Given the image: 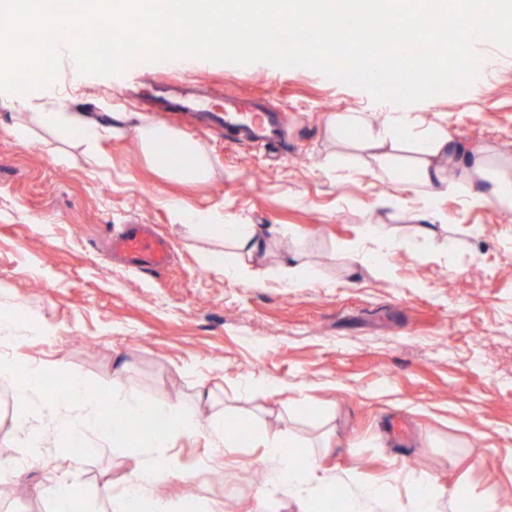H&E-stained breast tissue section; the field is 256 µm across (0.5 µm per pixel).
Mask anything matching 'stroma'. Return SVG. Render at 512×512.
<instances>
[{"mask_svg":"<svg viewBox=\"0 0 512 512\" xmlns=\"http://www.w3.org/2000/svg\"><path fill=\"white\" fill-rule=\"evenodd\" d=\"M477 51L489 63L469 91L407 111L417 131L443 128L492 175L512 173V49ZM152 71L174 74L146 60L119 75L83 76L64 60L54 86L27 99L35 112L166 122L211 157L209 180L168 177L128 126L102 142L110 165L101 171L85 163L76 138L35 125L18 141L11 96L0 92V308L20 311L0 326V336L19 339L0 359L48 366L51 388L81 377L101 402L116 387L133 404L189 400L206 387L225 425L322 446L323 468L349 490L392 467L403 478L391 493L403 500L427 475L444 494L465 482L512 505V469L502 464L512 451V212L490 200L467 203L469 186L451 167L448 192L426 205L412 178L420 141L405 134L389 146L387 174L376 152L328 130L349 112L380 126L396 104L313 69L211 62L197 72L201 111L223 109L228 94L269 100L284 131L274 146L162 119ZM170 199L288 236L271 243L258 283L248 285L203 264L223 242L187 230ZM129 224L170 241L165 270L139 272L106 255L107 239ZM368 224L387 225L402 240L390 266H348ZM287 248L317 281L289 287L279 268ZM39 324L52 328V339L35 338ZM22 416L12 381L0 378V458L17 471L0 512H51L47 491L69 469L76 512H95L104 484L117 493L131 478L139 454L132 446L76 447L56 435L30 457L19 445ZM167 454L173 470L147 499L175 507L192 500L204 512H298L288 496H264L252 482V471L270 465L250 439L223 450L185 436Z\"/></svg>","mask_w":512,"mask_h":512,"instance_id":"stroma-1","label":"stroma"}]
</instances>
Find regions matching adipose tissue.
<instances>
[{
    "label": "adipose tissue",
    "instance_id": "adipose-tissue-1",
    "mask_svg": "<svg viewBox=\"0 0 512 512\" xmlns=\"http://www.w3.org/2000/svg\"><path fill=\"white\" fill-rule=\"evenodd\" d=\"M34 124L61 137L77 136L84 147L86 162L97 168L108 167L109 159L100 151L99 143L117 132V124H105L77 112H34L29 123L15 126V137L27 139ZM410 127V117L404 113L388 114L378 127L369 125L360 112L336 117L330 125L333 133L344 137L358 133L366 147L373 150L383 149L397 133L409 131ZM134 129L143 151L165 174L186 181H202L212 175L211 159L192 139L142 119L135 123ZM424 143L425 159L414 173L415 182L432 188L443 185L444 179L437 165L441 157L455 162L465 180L484 178L483 159L460 155L447 132L432 131L425 136ZM169 207L188 228L204 229L212 237L228 243V250L204 254L203 260L209 269L233 274L249 284L254 282V264L266 256L272 237L279 234L278 229L266 231L255 224H213L208 214L202 211L188 209L175 201L170 202ZM46 372V367L40 365L16 368L12 363L0 362V375L13 380L21 405L39 399L40 413L65 437L80 441L87 429L94 428L113 444L123 445L131 440L141 451L133 476L120 493L102 487L103 512H140L146 489L160 481L171 468L170 460L157 456V449L173 447L179 438L195 433L206 434L216 448L231 445L235 439L233 432L225 430L223 415L214 414L210 419H203L202 414L211 400L207 389H199L194 401L189 403L143 401L134 406L116 391L107 406L95 407L86 396L83 380L77 377L71 380L65 399L52 397L43 387ZM131 409L144 423L143 429L132 436L111 423L112 415L124 414ZM253 443L263 449L267 462L274 465L269 488L288 493L303 506H310L313 493L325 491L339 480L338 475L322 470L316 450L300 446L283 433L258 435ZM400 479L399 471L390 470L377 482L359 486L347 501L345 512H368L370 507L383 502L387 503L388 512H500L501 509L492 495L475 494L465 487L452 497H445L426 477L418 481L409 505L388 501V489Z\"/></svg>",
    "mask_w": 512,
    "mask_h": 512
}]
</instances>
